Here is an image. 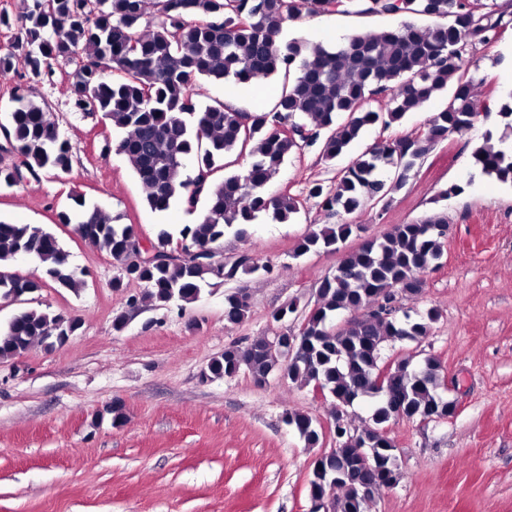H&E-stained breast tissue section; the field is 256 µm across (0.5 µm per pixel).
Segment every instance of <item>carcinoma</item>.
I'll return each mask as SVG.
<instances>
[{
    "label": "carcinoma",
    "mask_w": 512,
    "mask_h": 512,
    "mask_svg": "<svg viewBox=\"0 0 512 512\" xmlns=\"http://www.w3.org/2000/svg\"><path fill=\"white\" fill-rule=\"evenodd\" d=\"M162 0L160 18L144 21L145 0H97L95 10L85 0H20L16 23L0 15V26L17 30L13 47L25 52L26 80H17L11 97L5 138L22 158L13 167H0V187L13 186L43 172L72 171L75 153L46 103L28 97L27 82L52 73V62L80 57L71 82L76 108L100 112L111 123L115 149L131 163L150 208L166 210L175 202L195 211L204 202L199 221L185 224L173 237L165 225L156 230L152 247L160 253L176 245L178 255L161 262L139 260V233L131 224H118L102 209L75 199L78 212L62 210L58 223L76 225L80 236L98 246L120 268L112 279L119 289L126 281L146 286V295L159 306L189 303L202 286L217 278L212 265L198 263L187 253L206 248L218 251L231 230L249 236L261 215L287 222L300 210L291 194L268 196L267 182L285 158L319 145L321 158L333 162L357 142L364 129L379 124L385 130L400 124L434 94L448 92L446 108L436 113L418 136L391 138L369 148L336 174L327 187L314 182L307 196L319 199L336 224L303 238L294 250L335 251L359 225L347 220L369 204H387L401 190L414 168L450 136L464 137L477 117L512 129V92L497 99L480 98L478 47L500 41L512 28V11L505 3L480 0ZM355 11L402 19L381 34L357 32L334 48L303 38L284 39V25L303 12L319 15ZM419 14L452 19L432 28H419L404 18ZM284 77V86L267 112L245 114L222 103L204 104L193 88L200 80L255 81ZM385 106L368 107L375 96ZM287 124L292 132L280 126ZM486 140L474 146L472 159L481 173L512 185V149H496ZM249 150L252 162L242 174L230 173L215 183L212 176L230 166L226 158ZM192 162L194 176L186 175ZM448 217L436 213L411 224H397L382 237L344 254L334 274L325 277L313 305L304 309L305 330L288 362L268 350L266 340L233 344L213 358L206 369L214 379L248 371L262 383L278 375L301 387H320L345 406L370 399L373 425L343 430L337 448L316 459L330 480L312 481L309 493H328L331 512H367L373 499L361 494L368 485L378 490L400 479L394 443L384 425L399 415L406 420L454 416L453 403L442 393L439 362L427 356L418 363L400 359L387 368L388 380L377 386L381 351L386 341H417L427 335L438 314L430 310L415 318L398 308L377 315L370 309L380 300L418 296L423 275L442 257ZM36 257L42 275L12 272L17 257ZM271 272L249 255L224 267L221 280H235L258 271ZM74 289L79 281L68 253L57 237L35 224L0 221V299L25 301L47 284ZM250 311L248 293L237 288L224 299V319L243 322ZM344 311L357 317L338 325ZM79 320L39 308H24L0 326V359L25 353L36 340L71 336ZM286 423L309 447L322 432L307 415L290 413ZM374 450L375 466L363 469L356 450ZM343 472L339 482L332 481Z\"/></svg>",
    "instance_id": "1"
}]
</instances>
